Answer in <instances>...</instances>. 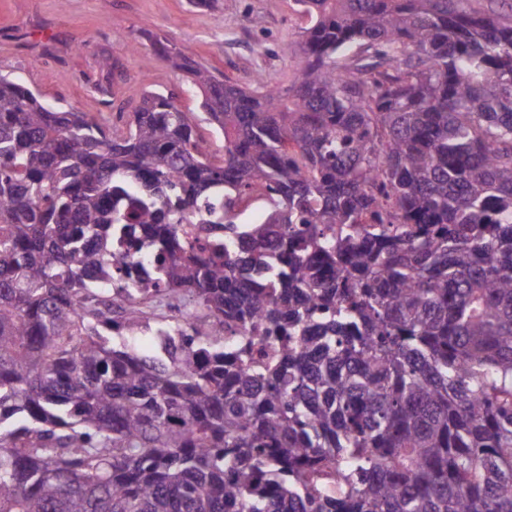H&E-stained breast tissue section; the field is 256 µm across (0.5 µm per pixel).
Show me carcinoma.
Here are the masks:
<instances>
[{
  "instance_id": "carcinoma-1",
  "label": "carcinoma",
  "mask_w": 512,
  "mask_h": 512,
  "mask_svg": "<svg viewBox=\"0 0 512 512\" xmlns=\"http://www.w3.org/2000/svg\"><path fill=\"white\" fill-rule=\"evenodd\" d=\"M294 2L286 89L150 38L198 113L0 75V512H512V19Z\"/></svg>"
}]
</instances>
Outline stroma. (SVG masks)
<instances>
[{
	"instance_id": "1",
	"label": "stroma",
	"mask_w": 512,
	"mask_h": 512,
	"mask_svg": "<svg viewBox=\"0 0 512 512\" xmlns=\"http://www.w3.org/2000/svg\"><path fill=\"white\" fill-rule=\"evenodd\" d=\"M304 25L294 0H215L205 10L186 0H0V75L111 124L149 89L194 111L200 90L153 58L150 36L241 86L262 72L286 87L303 65Z\"/></svg>"
}]
</instances>
